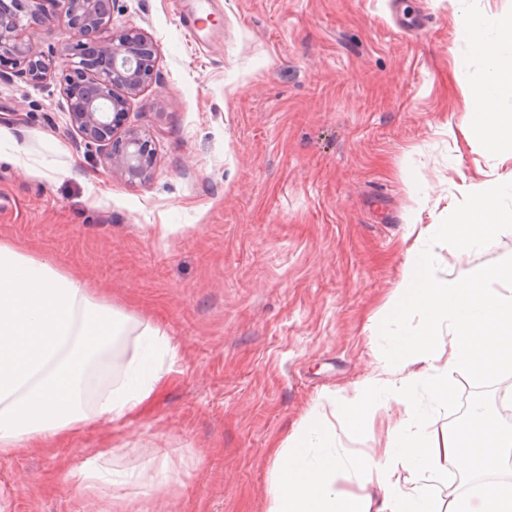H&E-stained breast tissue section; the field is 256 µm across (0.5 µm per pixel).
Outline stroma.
Here are the masks:
<instances>
[{"mask_svg": "<svg viewBox=\"0 0 512 512\" xmlns=\"http://www.w3.org/2000/svg\"><path fill=\"white\" fill-rule=\"evenodd\" d=\"M114 0L155 43L128 123L152 135L144 184L113 176L57 79L0 65V242L79 275L161 328L179 357L126 417L0 456V512H266L275 455L314 403L367 377L412 224H445L512 163L464 138L488 79L458 13L496 42L512 0ZM512 262V232L441 252L445 277ZM430 429L480 401L512 432V368L453 373ZM105 475L86 488L80 471Z\"/></svg>", "mask_w": 512, "mask_h": 512, "instance_id": "35a3bbf8", "label": "stroma"}]
</instances>
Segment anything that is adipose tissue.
<instances>
[{
	"instance_id": "1",
	"label": "adipose tissue",
	"mask_w": 512,
	"mask_h": 512,
	"mask_svg": "<svg viewBox=\"0 0 512 512\" xmlns=\"http://www.w3.org/2000/svg\"><path fill=\"white\" fill-rule=\"evenodd\" d=\"M458 26L490 70L488 83L468 95L465 133L512 161V35L488 43L481 20L467 14ZM509 190L512 176L475 189L449 223L411 225L414 239L386 311L395 320L419 317L420 330L387 336L371 374L327 396L352 433L371 428L379 414L393 417L385 448L377 457L337 450L336 430L314 404L276 456L267 512H441L419 475L440 465L490 472L512 449V434L483 407L438 433L422 425L417 401L423 386L447 403L448 378L458 369L491 376L512 366V264L448 279L436 262L437 248L468 254L512 226V210L497 204ZM129 332L128 316L95 301L80 278L0 243V453L93 419H120L147 400L163 376V359L177 356L176 345L149 325L139 330L121 380L92 409L84 407L92 359ZM343 471L357 479L360 493L337 489ZM448 512H512V482L482 486Z\"/></svg>"
}]
</instances>
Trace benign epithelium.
I'll list each match as a JSON object with an SVG mask.
<instances>
[{"label":"benign epithelium","instance_id":"obj_1","mask_svg":"<svg viewBox=\"0 0 512 512\" xmlns=\"http://www.w3.org/2000/svg\"><path fill=\"white\" fill-rule=\"evenodd\" d=\"M0 6V56L13 57L28 81L38 84L52 73L40 44L26 36L21 15L52 24L40 0H11ZM65 20L59 59L63 92L70 101V124L89 144L105 147L112 173L131 184L146 182L156 156L150 133L124 124L129 99L151 81L155 44L137 29L111 31L112 0H56Z\"/></svg>","mask_w":512,"mask_h":512}]
</instances>
